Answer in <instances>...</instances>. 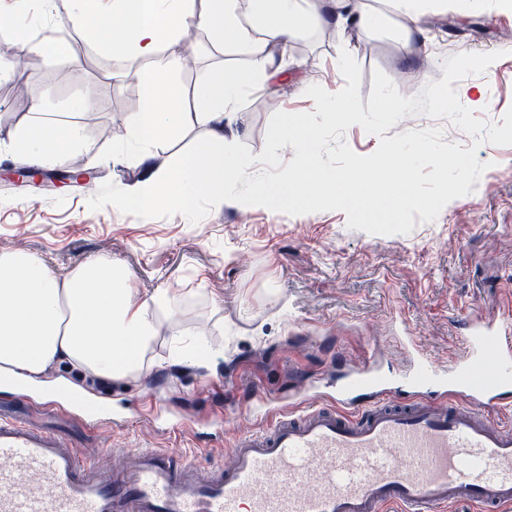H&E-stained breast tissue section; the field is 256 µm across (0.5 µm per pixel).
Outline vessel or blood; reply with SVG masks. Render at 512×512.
<instances>
[{
  "instance_id": "vessel-or-blood-1",
  "label": "vessel or blood",
  "mask_w": 512,
  "mask_h": 512,
  "mask_svg": "<svg viewBox=\"0 0 512 512\" xmlns=\"http://www.w3.org/2000/svg\"><path fill=\"white\" fill-rule=\"evenodd\" d=\"M512 318L472 322L447 370L415 353L401 382L374 367L336 395L280 406L236 434L232 460L124 452L109 472L0 413V512H477L512 506Z\"/></svg>"
}]
</instances>
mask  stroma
<instances>
[{
    "label": "stroma",
    "mask_w": 512,
    "mask_h": 512,
    "mask_svg": "<svg viewBox=\"0 0 512 512\" xmlns=\"http://www.w3.org/2000/svg\"><path fill=\"white\" fill-rule=\"evenodd\" d=\"M72 7L71 0H56L54 12L31 26L32 35L46 30L65 41L66 52L33 53L17 76L0 82V170L27 166L12 144L30 125L34 103L47 114L74 115L84 142L103 161L84 186L68 181L39 189L0 181V245L21 248L58 273L89 259H109L140 292L172 288L177 303L154 347L156 365L140 378L96 383L65 363L47 370V384L72 382L98 406L119 412L118 421L87 432L71 416L43 410L48 390L30 386L0 389L6 412L56 431L108 470L113 449L164 448L176 441L162 425L141 417V406L156 401L170 420L185 423L176 441L182 448L221 464L233 435L253 426L254 412L305 398L308 385L326 380L339 387L370 357L380 376L400 379L409 365L400 337H413L436 364L451 366L464 322L498 314L512 294V145L477 147L488 168L470 194L404 235L348 228L341 211L290 216L203 196L189 208L146 215L122 207L121 199L140 190L150 173L165 172L192 153L208 128L196 124L158 143L149 161L129 153L112 163L114 127L127 126L142 106L143 62L113 56L101 32L73 26ZM425 34V47L404 42L392 20L368 31L350 30L342 46L333 27L300 30L285 50L288 78L276 87L281 110L314 111L305 95L314 84L339 91L344 51L360 66L364 101L374 71L410 97L442 79L447 57L495 52L498 60L464 83L484 93L485 105L475 117L501 124L512 108V14L497 12L492 0L465 16L451 7ZM198 36L195 29L188 33L198 44L195 65L175 78L186 96L213 69L249 64L232 46L216 49ZM81 99L96 101L97 111L74 110ZM271 116L265 90L246 88L225 132L259 155ZM423 129L440 130L444 142L473 146L472 136L444 117L408 115L387 134ZM178 329L203 337L214 361L170 364L171 333Z\"/></svg>",
    "instance_id": "35a3bbf8"
}]
</instances>
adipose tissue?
I'll list each match as a JSON object with an SVG mask.
<instances>
[{
    "instance_id": "obj_1",
    "label": "adipose tissue",
    "mask_w": 512,
    "mask_h": 512,
    "mask_svg": "<svg viewBox=\"0 0 512 512\" xmlns=\"http://www.w3.org/2000/svg\"><path fill=\"white\" fill-rule=\"evenodd\" d=\"M78 0L74 23L102 26L108 50L146 60L143 105L133 113L124 142L136 153L147 154L164 140L178 138L195 122L209 127L202 147L160 180L121 204L142 214L170 206L182 207L198 195L220 202L238 179L249 178L252 196L273 198L276 189L254 174L241 159L233 140L224 134L225 119L237 112L243 90L256 80H279L287 65L276 51L307 24H333L339 43L350 29L379 25L382 15L369 0ZM258 22L257 33L244 29L241 8ZM206 31L216 43L232 45L249 59L248 68L217 69L194 91L187 105L172 78L196 54L187 39L190 29ZM182 42L180 52L160 54L166 40ZM277 144L296 149L299 166L285 188L289 198L308 203L342 184L349 199L369 207L377 189L391 190L397 205L417 201L409 162L391 164L393 148L378 161L355 159L345 173L332 177L320 169L310 128L295 119H283L273 129ZM27 152L32 164H64L84 143L76 123L59 121L34 124L14 144ZM0 382L18 379L39 382L48 366L67 363L86 374L108 380L139 377L154 366L160 314L173 307V290L160 288L140 294L123 270L112 262L92 259L65 275H57L37 257L1 251L0 272Z\"/></svg>"
}]
</instances>
